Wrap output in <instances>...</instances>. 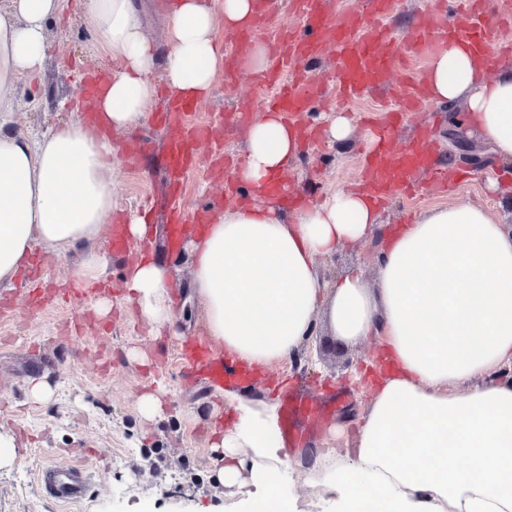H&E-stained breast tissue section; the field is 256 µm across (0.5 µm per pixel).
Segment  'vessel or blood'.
I'll use <instances>...</instances> for the list:
<instances>
[{
	"instance_id": "1",
	"label": "vessel or blood",
	"mask_w": 512,
	"mask_h": 512,
	"mask_svg": "<svg viewBox=\"0 0 512 512\" xmlns=\"http://www.w3.org/2000/svg\"><path fill=\"white\" fill-rule=\"evenodd\" d=\"M326 0H293L295 13L305 23L304 30L274 28L269 0H259V9L252 24L224 35V65L234 67L238 59L257 41L268 42L270 66L257 81L267 96L264 107L294 120L307 111L317 93L303 82L299 73L309 61L321 58L326 49L336 54V70L328 85L338 101L346 103L370 88H388L391 95L410 106L425 98L421 77L407 74L411 57L422 55L448 38L469 41L481 56H490L498 43L486 29L478 13L469 16L468 29L462 30L430 16H420L403 37H395L388 24L397 0H366L362 11L346 13L333 20L325 9ZM196 105L190 101L167 102L161 118L170 130L167 145V169L174 191H181L185 177L196 170L201 149L207 144L204 126L190 123ZM423 171L429 176L428 187L438 190L448 180V173L430 150L427 136L393 149L390 127H381L375 134L362 170L365 187L378 197L405 193L411 189L413 173ZM181 363L207 360L211 380L217 385L245 384L252 369L238 365L227 356H210L206 343H196L181 351ZM316 407L293 397H284L281 405L282 437L295 439V422L299 416L316 417ZM40 481L46 493L58 501L82 498L89 485L83 465L49 466L41 470Z\"/></svg>"
}]
</instances>
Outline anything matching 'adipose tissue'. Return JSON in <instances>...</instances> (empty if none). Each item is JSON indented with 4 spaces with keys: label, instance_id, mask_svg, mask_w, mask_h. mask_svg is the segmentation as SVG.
I'll return each mask as SVG.
<instances>
[{
    "label": "adipose tissue",
    "instance_id": "obj_1",
    "mask_svg": "<svg viewBox=\"0 0 512 512\" xmlns=\"http://www.w3.org/2000/svg\"><path fill=\"white\" fill-rule=\"evenodd\" d=\"M68 0H7L0 9V107L17 78L39 73L49 23ZM255 0H172L163 46L145 34L135 0H87L84 21L104 59L117 60L93 101L99 127L66 123L33 142L0 119V285L34 245L60 252L99 239L112 217L110 131L141 126L161 74L175 98L208 97L222 69L217 29L247 22ZM428 99H462L469 126L512 164V66L487 79L484 59L456 40L431 55ZM301 131L256 113L239 181L249 203L216 214L189 239L193 283L212 342L266 370L295 360L319 329L348 341L376 337L387 376L358 421L352 448L333 453L280 440L279 404L228 390L229 424L217 433L219 484L237 512H292L286 481L303 471L335 493L337 512H512V233L488 210L455 204L385 232L374 282L350 270L335 281L321 257L381 227L379 208L338 189L285 212L266 194L301 154ZM170 271L143 259L124 300L155 331L172 326Z\"/></svg>",
    "mask_w": 512,
    "mask_h": 512
}]
</instances>
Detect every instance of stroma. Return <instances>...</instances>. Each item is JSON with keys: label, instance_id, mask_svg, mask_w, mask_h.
<instances>
[{"label": "stroma", "instance_id": "obj_1", "mask_svg": "<svg viewBox=\"0 0 512 512\" xmlns=\"http://www.w3.org/2000/svg\"><path fill=\"white\" fill-rule=\"evenodd\" d=\"M66 18L49 26L48 60L36 77L18 78L10 119L14 131L28 138L49 134L70 120L61 103L86 104L83 80L104 64L93 48L92 36L82 18L80 0H69ZM251 73L238 67L234 76L219 75L210 97L198 102L197 122L209 125L222 139L225 152L242 154L246 123L235 117L238 98L257 95ZM398 105L380 91L365 93L351 104H339L332 96L317 100L299 121L320 130V139L306 142L302 154L288 171L291 192L314 202L328 191L352 190L360 175L362 148L370 126L387 119ZM344 112L354 119L351 140L340 144L325 137L324 118L330 112ZM465 102L445 106L433 102L406 112L395 130L393 142L403 146L421 125L434 126L432 149L448 168L460 167L449 153V116H463ZM168 134L146 121L138 128L112 137L114 157L113 221L125 222L145 201H152L155 213L152 231L140 242H128L120 253L110 252L106 240L86 244L60 255L34 245L47 281L67 284L92 257L108 261L102 296L116 298L124 292L122 276L143 253H150L172 270L170 286L176 319L161 335H153L131 307L112 308L96 317L80 335L60 338V330L91 310L95 299L58 302L32 313L24 292L15 287L0 288V298L12 301L6 315H0V402L9 409L0 414V427L12 432L27 431L31 442H19L16 466L0 470V512H233L236 499L227 495L214 479L215 453L211 447L214 431L223 429L227 419L219 391L202 376L186 380L174 354L189 340L205 337L203 305L192 287V261L187 245L169 253L164 244L161 216L168 207L167 181L163 166ZM490 166H470L467 174L453 182L446 192L418 194L387 201L382 221L387 227L411 223L415 215L436 207L457 203L478 205L495 211L502 223L512 216L499 210L496 198L486 186ZM223 179L208 177L205 170L193 172L182 190L187 212L209 206L223 195ZM382 238L373 234L322 259L328 276L355 267L366 278H374ZM332 342L326 332L309 339L299 365L283 363L245 386L251 398L270 397L269 381L290 376L291 393L323 405L328 416L317 425L302 427L298 441L302 448H332L344 452L346 439L333 438L332 427L356 419L368 402L351 377L364 364L374 361L378 346L368 338L344 347L343 356L329 352ZM45 379L52 394L37 403L28 396L32 380ZM166 388L162 416L144 418L139 396L155 384ZM96 450L85 465L91 479L85 496L63 504L47 495L39 483L43 467L66 464L64 448L78 440Z\"/></svg>", "mask_w": 512, "mask_h": 512}]
</instances>
